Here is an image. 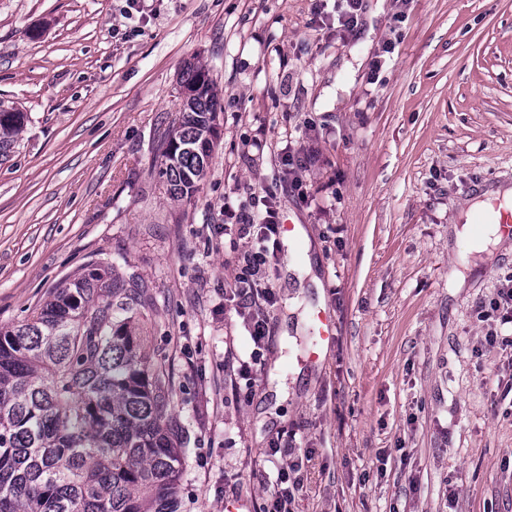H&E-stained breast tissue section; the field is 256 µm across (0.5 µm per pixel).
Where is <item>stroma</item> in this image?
<instances>
[{"instance_id": "1", "label": "stroma", "mask_w": 512, "mask_h": 512, "mask_svg": "<svg viewBox=\"0 0 512 512\" xmlns=\"http://www.w3.org/2000/svg\"><path fill=\"white\" fill-rule=\"evenodd\" d=\"M363 4L351 36L337 0H0V100L27 115L0 163V327L94 262L151 284L139 319L173 377L178 512H260L285 467L293 512H512V349L482 316L512 285V236L485 253L467 246L481 227L455 234L478 190L512 186V0ZM190 63L221 110L180 199L157 137ZM268 191L304 234L266 268L270 333L234 377L251 242L217 226ZM290 258L319 284L291 285ZM320 307L336 337L308 365Z\"/></svg>"}]
</instances>
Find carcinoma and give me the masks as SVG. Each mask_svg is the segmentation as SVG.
Listing matches in <instances>:
<instances>
[{
    "instance_id": "cac0c4a2",
    "label": "carcinoma",
    "mask_w": 512,
    "mask_h": 512,
    "mask_svg": "<svg viewBox=\"0 0 512 512\" xmlns=\"http://www.w3.org/2000/svg\"><path fill=\"white\" fill-rule=\"evenodd\" d=\"M181 84L160 174L182 198L211 163L219 107L205 70L188 66ZM26 119L0 101L1 158ZM150 302L146 283L93 263L31 318L0 328V512H176L172 374L125 317Z\"/></svg>"
}]
</instances>
